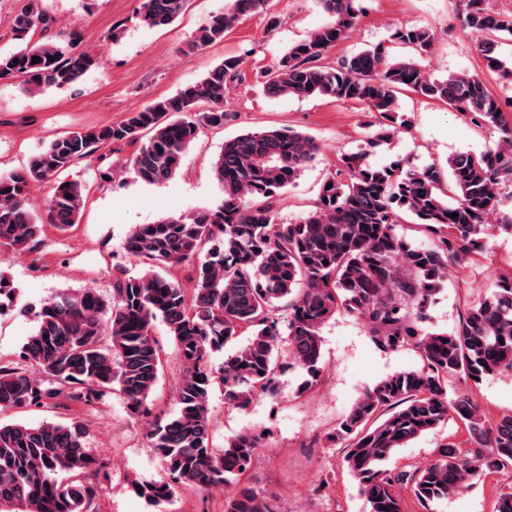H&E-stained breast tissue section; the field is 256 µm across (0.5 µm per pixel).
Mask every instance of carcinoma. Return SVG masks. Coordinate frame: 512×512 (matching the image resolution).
I'll return each mask as SVG.
<instances>
[{
	"label": "carcinoma",
	"instance_id": "1",
	"mask_svg": "<svg viewBox=\"0 0 512 512\" xmlns=\"http://www.w3.org/2000/svg\"><path fill=\"white\" fill-rule=\"evenodd\" d=\"M270 0H232L223 13L199 28L195 46L224 38L241 17L267 11ZM187 0H143V26L163 28L184 11ZM329 21L288 49L265 75L271 97L316 96L354 101L379 115L378 137L405 127L397 93L407 90L437 100L476 125L496 127L498 145L479 154L448 157V167L430 164L403 172L377 167L364 151L344 154L322 182L312 209L299 221L276 222L273 198L292 184L320 151L307 134L292 130L249 131L224 141L211 167L223 190L213 207L152 224L126 236L127 255L143 265L138 276L120 271L112 293L96 288L61 293L36 312L37 328L22 347L31 375L20 365L0 364V409L40 407L63 396L90 406L117 393L131 415L147 419L149 447L167 479L133 482L151 503L174 489H222L224 512H273L268 499L246 479L265 435L242 432L212 447L208 398L218 382L225 404L247 408L273 389L288 361L304 370L297 387L311 390L321 375L320 326L344 311L363 319L371 336L390 349L410 347L422 366L393 374L367 390L340 422L332 440L342 445L343 465L357 482L370 512H403L396 486H409L419 504L463 490L478 472L512 465V415L488 424L469 393L453 380L479 383L512 373V276L469 307L456 330L431 333L419 322L448 268L484 247L500 190L512 183V120L478 73L431 77L413 58H392L376 46L332 66L323 55L357 25L355 0H319ZM40 0H27L15 17L21 41L0 53V78H19L32 93L65 88L98 66L86 51L55 42L31 43L29 32L50 25ZM462 27L478 36L476 51L489 69L512 81V65L498 53L512 36V13L490 0H464ZM393 38L417 54L428 52L437 34L401 26ZM40 60L34 63L32 57ZM244 58L229 56L174 95L129 112L122 123L70 132L49 143L27 168L0 176V249L18 254L42 245L43 225L29 211L28 195L52 182L47 218L61 230L77 223L85 185L52 181L79 159L112 143L150 136L130 160L136 176L161 184L181 167L186 150L203 128H222L234 118L224 109L226 83ZM458 218H450V214ZM409 214L433 236V246L413 245L396 232ZM194 263L195 285L186 292L171 269ZM328 264H323V261ZM161 320L173 337L182 372L176 411L155 415L147 403L162 359L152 336ZM246 343L224 356L219 375L209 357L239 336ZM457 418L482 448L470 457L443 443L435 458L397 474L385 468L396 451ZM86 427L78 417L38 425L0 423V512H93L94 478L103 463L85 448ZM66 473V482L58 475Z\"/></svg>",
	"mask_w": 512,
	"mask_h": 512
}]
</instances>
